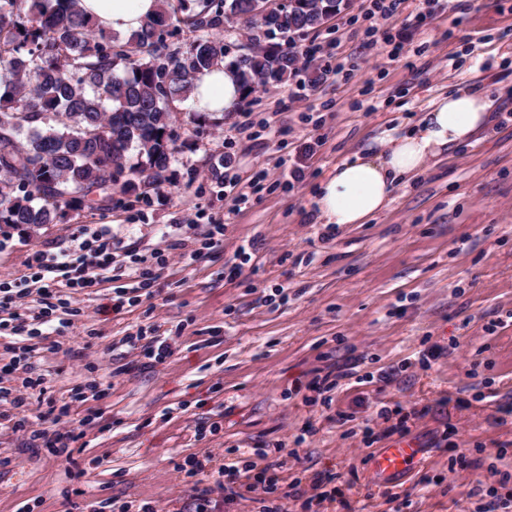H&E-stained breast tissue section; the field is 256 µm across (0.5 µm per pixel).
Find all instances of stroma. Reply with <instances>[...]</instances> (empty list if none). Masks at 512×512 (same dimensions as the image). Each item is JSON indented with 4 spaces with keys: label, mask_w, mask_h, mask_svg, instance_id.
Listing matches in <instances>:
<instances>
[{
    "label": "stroma",
    "mask_w": 512,
    "mask_h": 512,
    "mask_svg": "<svg viewBox=\"0 0 512 512\" xmlns=\"http://www.w3.org/2000/svg\"><path fill=\"white\" fill-rule=\"evenodd\" d=\"M296 43L315 49L310 68L256 89L237 112L198 118L174 103L180 148L159 187L114 191L57 224L0 226V279L95 232L124 258L39 336L0 338V361L33 349L82 424L71 459L36 455L0 405V456L13 460L0 472V512H71L77 469L86 501L160 512H193L203 489L214 512H263L274 498L286 512H392L395 494L405 512H477L472 489L512 474V416L497 412L512 404V0H404L388 20L351 0ZM398 43L403 54L389 58ZM471 86L492 112L476 142L399 185L368 223H317L316 187L337 164L387 149L434 99ZM226 165L245 179L264 172L258 195L235 205L218 175ZM212 224L224 237L207 249ZM178 241L198 257L158 265L155 253ZM120 286L129 301L118 310ZM140 330L167 338L172 357L145 365L126 342ZM433 347L441 356L422 364ZM354 360L356 377L309 390L318 370ZM403 427L420 461L377 483L371 455ZM257 448L278 464L275 494L244 479L225 502L220 460ZM455 450L479 466L449 471ZM194 459L206 466L193 487L176 466ZM317 473L335 475L339 496H315Z\"/></svg>",
    "instance_id": "stroma-1"
}]
</instances>
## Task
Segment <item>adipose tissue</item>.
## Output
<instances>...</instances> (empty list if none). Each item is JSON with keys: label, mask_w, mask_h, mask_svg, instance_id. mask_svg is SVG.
<instances>
[{"label": "adipose tissue", "mask_w": 512, "mask_h": 512, "mask_svg": "<svg viewBox=\"0 0 512 512\" xmlns=\"http://www.w3.org/2000/svg\"><path fill=\"white\" fill-rule=\"evenodd\" d=\"M93 26L131 34L160 8V0H80ZM241 99L239 84L223 66L196 81L190 107L214 117L233 112ZM489 102L483 93L461 90L437 98L416 128L385 151L336 165L318 185L315 203L327 225L364 224L391 202L395 186L432 160L467 143L487 124Z\"/></svg>", "instance_id": "adipose-tissue-1"}]
</instances>
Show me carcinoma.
Returning a JSON list of instances; mask_svg holds the SVG:
<instances>
[{
  "label": "carcinoma",
  "instance_id": "carcinoma-1",
  "mask_svg": "<svg viewBox=\"0 0 512 512\" xmlns=\"http://www.w3.org/2000/svg\"><path fill=\"white\" fill-rule=\"evenodd\" d=\"M342 6L298 0L277 31L317 30ZM250 12V0H161L123 41L94 29L79 0H0V224L58 223L94 207V193L157 182L178 149L172 103L214 66L236 74L245 99L285 81L297 70L294 43L224 54L215 30L236 17L277 32Z\"/></svg>",
  "mask_w": 512,
  "mask_h": 512
}]
</instances>
